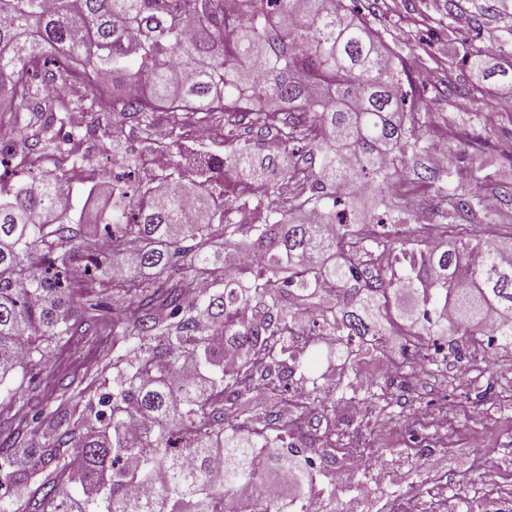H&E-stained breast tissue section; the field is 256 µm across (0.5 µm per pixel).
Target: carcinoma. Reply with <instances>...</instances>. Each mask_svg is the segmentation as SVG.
I'll use <instances>...</instances> for the list:
<instances>
[{"label":"carcinoma","mask_w":512,"mask_h":512,"mask_svg":"<svg viewBox=\"0 0 512 512\" xmlns=\"http://www.w3.org/2000/svg\"><path fill=\"white\" fill-rule=\"evenodd\" d=\"M0 0V113L19 105L40 124L14 138L23 154L46 153L55 125L80 130L74 118L107 112L136 123L144 149L170 158L155 186L112 185L104 237L80 235L66 220L67 174L0 190V383L48 360L88 333L77 306L95 310L112 290L110 342L95 369L57 377V407L48 405L0 429V489L17 482L16 457L38 475L31 512H231L236 491L255 490L260 512H308L317 487L310 457L290 442L304 426L285 420L278 400L293 384L295 405L325 422L319 441L336 448V402L375 398L359 385L362 360L383 351L386 325L399 319L416 349L435 366L458 354L455 335H492L512 346V245L456 236L419 247L386 230L409 213L386 186L409 154L425 149L418 120L403 111L398 66L379 32L345 0ZM487 80L495 72L481 51L464 54ZM258 72L250 95L242 91ZM106 74L92 85L87 76ZM47 82L77 88L63 99L43 94ZM147 84L149 97L127 96ZM172 114L170 142L152 138L157 111ZM293 114L279 129L277 154L257 162L233 155V174L258 184L254 209L263 224H234L224 194L227 159L211 154L199 180L183 175L192 161L180 149L182 129L210 122L234 137L226 117ZM318 167L303 174L278 163L298 137ZM350 152L354 167L343 166ZM112 157L127 168L139 157L112 140ZM375 180L380 231L354 228L336 187L361 176ZM451 208L468 224L483 200L455 193ZM386 264L370 278L364 263ZM185 266L178 278L172 272ZM334 285L323 292V283ZM416 296L415 309L397 302ZM312 348L339 361L332 387ZM39 440L22 447L21 438ZM150 449L145 453L144 449ZM294 466L308 493L287 500L267 489V467Z\"/></svg>","instance_id":"obj_1"}]
</instances>
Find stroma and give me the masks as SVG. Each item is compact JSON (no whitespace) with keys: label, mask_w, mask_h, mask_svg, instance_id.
Masks as SVG:
<instances>
[{"label":"stroma","mask_w":512,"mask_h":512,"mask_svg":"<svg viewBox=\"0 0 512 512\" xmlns=\"http://www.w3.org/2000/svg\"><path fill=\"white\" fill-rule=\"evenodd\" d=\"M382 33L404 67L407 109L419 113L425 141L448 142V163L436 166L428 153L409 157L395 180L394 198L405 199L413 218L399 228L409 241L427 243L446 231L448 195L457 185L497 199L478 224L464 227L473 239H512V0H354ZM467 15L468 24L458 22ZM490 49L489 64L506 76L481 80L463 62L466 50ZM498 114L497 129L483 124L486 109ZM236 135L212 138L206 148L232 155L242 145L264 155L278 141L277 125L255 128L249 117L232 116ZM463 358L434 370L416 356L419 379L381 375L368 362L362 377L377 384L368 412L347 408L336 417L341 432L361 436L362 454L391 460L402 479L375 470L368 478L381 496L366 502L348 492L323 499V512H384L393 500L416 512H488L512 493V372L477 357L479 339L463 336ZM482 437L501 468L487 474L473 460L472 437Z\"/></svg>","instance_id":"stroma-1"}]
</instances>
